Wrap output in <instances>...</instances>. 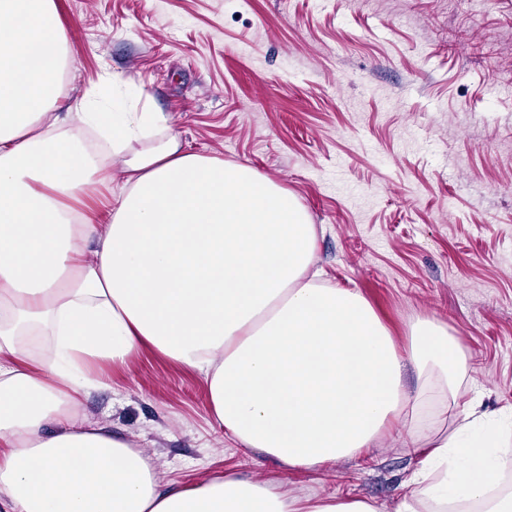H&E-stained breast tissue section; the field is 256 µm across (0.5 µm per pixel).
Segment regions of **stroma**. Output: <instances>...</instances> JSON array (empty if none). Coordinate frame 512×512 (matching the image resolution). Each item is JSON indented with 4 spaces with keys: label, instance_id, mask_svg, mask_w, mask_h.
<instances>
[{
    "label": "stroma",
    "instance_id": "stroma-1",
    "mask_svg": "<svg viewBox=\"0 0 512 512\" xmlns=\"http://www.w3.org/2000/svg\"><path fill=\"white\" fill-rule=\"evenodd\" d=\"M63 93L131 78L187 151L293 193L326 284L360 291L397 343L431 319L459 339L463 410L512 409V0H56ZM79 411L133 441L162 481L230 473L299 498L394 512L416 459L394 435L295 469L213 427L208 384L145 349L104 364Z\"/></svg>",
    "mask_w": 512,
    "mask_h": 512
}]
</instances>
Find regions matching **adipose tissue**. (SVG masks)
<instances>
[{
    "label": "adipose tissue",
    "instance_id": "obj_1",
    "mask_svg": "<svg viewBox=\"0 0 512 512\" xmlns=\"http://www.w3.org/2000/svg\"><path fill=\"white\" fill-rule=\"evenodd\" d=\"M56 0H0V512H380L233 476L161 482L149 456L76 408L98 362L153 350L205 378L215 425L291 468L359 455L394 429L422 440L395 512H512L493 475L512 418L480 399L448 427L466 376L428 319L406 349L358 291L323 284L316 233L256 168L185 151L169 118L125 107L101 76L62 107ZM121 175L110 220L82 198ZM417 373L403 383L405 366Z\"/></svg>",
    "mask_w": 512,
    "mask_h": 512
}]
</instances>
